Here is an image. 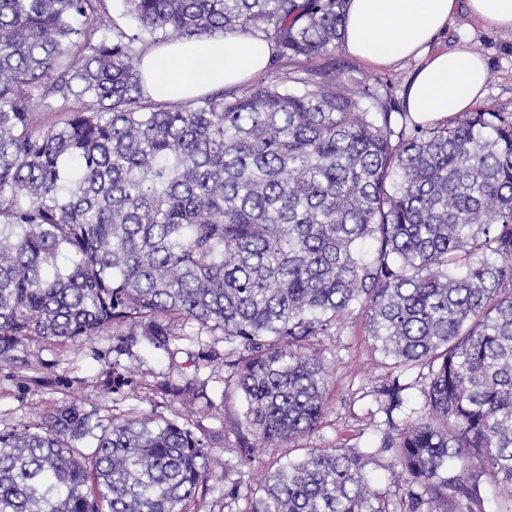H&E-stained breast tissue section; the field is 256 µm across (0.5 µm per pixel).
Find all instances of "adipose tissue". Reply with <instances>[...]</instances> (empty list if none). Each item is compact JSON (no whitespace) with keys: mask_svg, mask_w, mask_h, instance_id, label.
Masks as SVG:
<instances>
[{"mask_svg":"<svg viewBox=\"0 0 512 512\" xmlns=\"http://www.w3.org/2000/svg\"><path fill=\"white\" fill-rule=\"evenodd\" d=\"M461 11L512 32V0H348L344 45L375 68L422 58L406 90L404 109L419 124L441 121L471 111L485 92L487 62L472 45L431 48ZM268 61L266 44L252 37L184 40L146 53L144 90L157 101H184L247 80Z\"/></svg>","mask_w":512,"mask_h":512,"instance_id":"ef3b65f1","label":"adipose tissue"}]
</instances>
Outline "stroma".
I'll list each match as a JSON object with an SVG mask.
<instances>
[{
    "label": "stroma",
    "instance_id": "stroma-1",
    "mask_svg": "<svg viewBox=\"0 0 512 512\" xmlns=\"http://www.w3.org/2000/svg\"><path fill=\"white\" fill-rule=\"evenodd\" d=\"M467 42L488 60L484 102L497 111L512 113V34L480 23L469 15H456L434 47L448 49ZM421 61L407 58L388 68H372L339 51L321 60L323 68L335 71L352 90L378 86L391 95L395 111L403 109V94ZM111 333L89 340L79 339L55 348L41 342L27 343L22 361H0V430L20 427L40 419L55 404L77 401L101 414L122 416L130 411L173 417L176 408L157 388L163 380L174 382L195 374L189 356L197 352L196 342L182 340L178 354L171 355L146 343L134 347L132 355L116 356ZM314 346L327 369L328 410L318 427L294 440L292 446L260 448L251 463L236 466L239 448L247 437L239 422L242 404L237 397H223L224 367L215 364L202 369L212 407L196 402L184 414L196 434L211 446V477L197 495L198 512H242L244 499L258 495L268 468L276 460L294 458L302 448H377L386 428L385 415L376 401L382 385L399 380L406 385L408 405L421 409L422 391L431 372L427 364L395 365L380 351L368 334L362 309H354L330 329L317 336ZM120 360L128 384L120 392H105L102 371L109 362ZM67 378L58 384L56 374ZM233 469H225V462ZM390 453L378 451L367 467L369 490L386 499L393 512H405L410 487L394 475Z\"/></svg>",
    "mask_w": 512,
    "mask_h": 512
}]
</instances>
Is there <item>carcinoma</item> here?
<instances>
[{"label": "carcinoma", "mask_w": 512, "mask_h": 512, "mask_svg": "<svg viewBox=\"0 0 512 512\" xmlns=\"http://www.w3.org/2000/svg\"><path fill=\"white\" fill-rule=\"evenodd\" d=\"M124 3L133 30L108 0H0V359L108 331L119 355L222 336L228 350L157 388L209 405L197 373L222 361L246 465L317 427L311 339L358 306L385 356L433 366L414 423L392 417L405 387L382 391L379 450L408 477L409 512H484L457 461L488 469L512 512V114L415 124L314 66L342 46L347 0ZM227 33L270 47L263 79L145 93L148 50ZM35 103L62 118L42 125ZM104 375L109 393L126 384L117 360ZM372 456L307 448L241 512H391ZM210 457L176 416L64 402L0 430V512H193Z\"/></svg>", "instance_id": "cac0c4a2"}]
</instances>
